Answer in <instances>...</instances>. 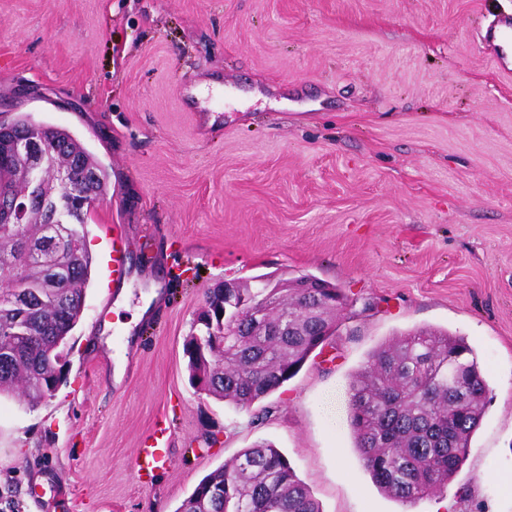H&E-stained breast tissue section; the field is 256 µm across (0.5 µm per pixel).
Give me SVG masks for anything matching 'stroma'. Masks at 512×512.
<instances>
[{
	"mask_svg": "<svg viewBox=\"0 0 512 512\" xmlns=\"http://www.w3.org/2000/svg\"><path fill=\"white\" fill-rule=\"evenodd\" d=\"M512 0H0V119L67 129L109 177L65 381L0 397V512H176L272 443L322 512H512V72L482 35ZM213 81V106L183 102ZM129 308L111 329L112 234ZM343 288L335 333L250 409L193 387L207 291L260 274ZM465 337L491 390L445 495L406 506L354 448L349 382L397 334ZM168 464L137 477L155 423ZM128 276L126 248L122 233L118 230L112 237V283L123 284Z\"/></svg>",
	"mask_w": 512,
	"mask_h": 512,
	"instance_id": "1",
	"label": "stroma"
}]
</instances>
